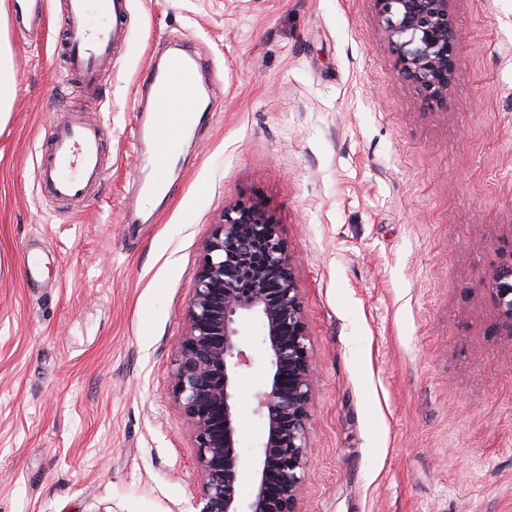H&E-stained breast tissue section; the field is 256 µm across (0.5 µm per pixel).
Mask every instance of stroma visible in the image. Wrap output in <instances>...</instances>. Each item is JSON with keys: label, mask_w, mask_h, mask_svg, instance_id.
Masks as SVG:
<instances>
[{"label": "stroma", "mask_w": 512, "mask_h": 512, "mask_svg": "<svg viewBox=\"0 0 512 512\" xmlns=\"http://www.w3.org/2000/svg\"><path fill=\"white\" fill-rule=\"evenodd\" d=\"M44 10L39 36L0 28L18 77L0 125V512H198L172 372L204 245L251 199L288 245L317 369L304 512H512V346L484 284L512 242V0H452L440 106L400 78L374 0H129L86 105L106 171L71 209L38 185L71 104L61 0ZM173 42L210 60L216 107L146 210L139 83ZM241 331L249 454L269 367Z\"/></svg>", "instance_id": "1"}]
</instances>
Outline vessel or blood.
<instances>
[{
  "instance_id": "obj_1",
  "label": "vessel or blood",
  "mask_w": 512,
  "mask_h": 512,
  "mask_svg": "<svg viewBox=\"0 0 512 512\" xmlns=\"http://www.w3.org/2000/svg\"><path fill=\"white\" fill-rule=\"evenodd\" d=\"M41 0H13V23L17 29L38 30L43 14ZM103 14L92 21L90 0H64L63 58L65 81L83 96L97 97L101 69L112 60L113 49L123 33L122 20L128 0H99ZM202 62L187 52H173L154 63L141 87L139 135L150 139L152 164L165 175L182 152L181 132L205 106L198 74ZM103 130L89 120H70L56 125L50 146L38 158L40 189L63 203L84 200L104 175Z\"/></svg>"
}]
</instances>
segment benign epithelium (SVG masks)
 <instances>
[{"label": "benign epithelium", "mask_w": 512, "mask_h": 512, "mask_svg": "<svg viewBox=\"0 0 512 512\" xmlns=\"http://www.w3.org/2000/svg\"><path fill=\"white\" fill-rule=\"evenodd\" d=\"M401 77L431 102L448 95L460 40L451 0H375ZM498 335L512 343V246L485 274ZM258 326L272 375L254 394L267 436L251 455L237 448V378L251 359L240 323ZM173 370V405L196 448L200 512H303L312 464L308 422L316 369L301 288L278 224L264 206L236 201L205 244ZM251 486L246 510L237 489Z\"/></svg>", "instance_id": "7a95c632"}]
</instances>
